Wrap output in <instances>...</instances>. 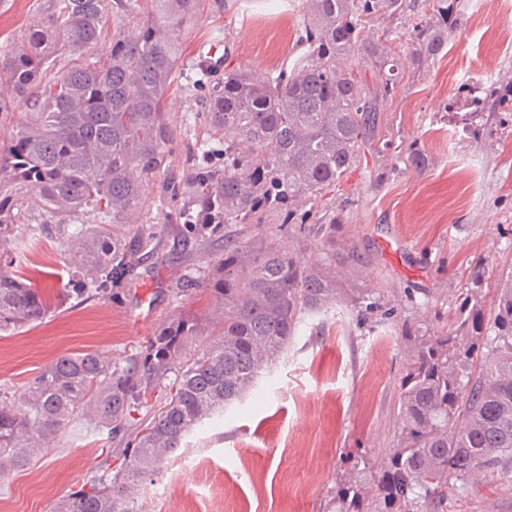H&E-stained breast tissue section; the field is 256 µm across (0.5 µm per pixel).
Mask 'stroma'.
<instances>
[{
    "instance_id": "stroma-1",
    "label": "stroma",
    "mask_w": 512,
    "mask_h": 512,
    "mask_svg": "<svg viewBox=\"0 0 512 512\" xmlns=\"http://www.w3.org/2000/svg\"><path fill=\"white\" fill-rule=\"evenodd\" d=\"M49 5L0 0V46ZM304 22L301 0H201L174 33L182 55L170 111H199L195 80L213 43H228L232 67L264 78L295 58ZM491 86L512 93V6L463 0L447 48L429 67L406 73L378 114L380 130L393 142L417 143L429 169L416 173L394 151L366 147L334 193L350 216L339 241L355 245L391 317L360 319L343 300L308 317L294 347L249 394L199 424L136 488L140 512H328L346 455L362 453L373 464L386 457L407 366L403 322L447 320L472 274L489 293L512 265V112L482 113L478 138L464 133L461 119L469 99ZM389 238L401 239L403 250L385 252L380 242ZM223 250L220 237L200 244L168 236L142 261L136 288L66 298L65 246L46 230L22 270L56 310L39 325L0 333V388L18 391L66 353L97 350L125 363L168 316L206 315L207 295L179 304L168 290ZM115 451L102 436L61 435L26 470L0 479V512H52ZM444 512H512V477L449 494Z\"/></svg>"
}]
</instances>
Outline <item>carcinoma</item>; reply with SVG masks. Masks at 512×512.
I'll list each match as a JSON object with an SVG mask.
<instances>
[{"label":"carcinoma","instance_id":"carcinoma-1","mask_svg":"<svg viewBox=\"0 0 512 512\" xmlns=\"http://www.w3.org/2000/svg\"><path fill=\"white\" fill-rule=\"evenodd\" d=\"M199 0H52L51 11L0 46V112L24 118L0 143V332L43 322L52 306L18 271L22 246L55 225L67 243L78 298L133 288L141 255L161 229L144 210L145 186L161 185L166 223L183 237H224V254L169 290L175 302L211 297L217 325L180 313L117 365L98 352L57 358L10 399H0V478L27 467L70 430L107 435L123 462L104 463L54 512H139L134 489L163 454L255 387L284 354L305 317L343 297L361 314L383 309L376 288H359L355 253L336 241L347 223L328 195L376 132L377 112L403 80L445 49L461 0H304L300 55L263 80L224 61L201 63L202 111H168L180 49L171 32ZM412 24L406 46L393 21ZM382 21L380 34L365 29ZM111 40L109 54L94 53ZM75 64L56 67L60 51ZM377 70L371 92L348 59ZM193 152L177 166L185 131ZM404 163H429L415 145ZM92 216L93 222L83 223ZM277 225L269 232L266 226ZM295 244L284 247L278 232ZM408 363L400 426L383 465L362 480L359 457L336 491V512H438L448 491L478 477L512 475V265L485 300L466 289L450 327L403 328ZM166 391L148 416L149 389Z\"/></svg>","mask_w":512,"mask_h":512}]
</instances>
